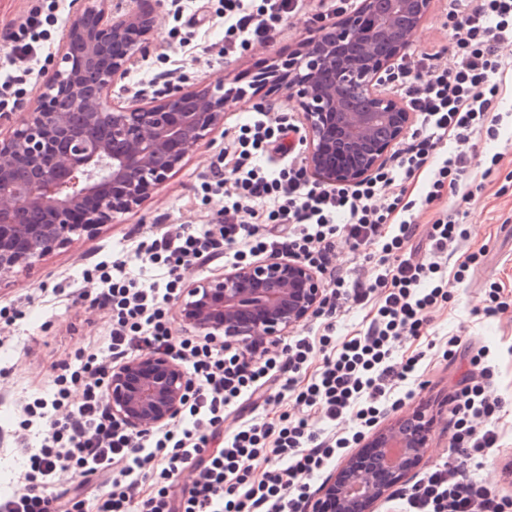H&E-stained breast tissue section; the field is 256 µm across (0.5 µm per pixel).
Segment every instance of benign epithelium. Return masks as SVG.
Returning a JSON list of instances; mask_svg holds the SVG:
<instances>
[{"label": "benign epithelium", "instance_id": "obj_1", "mask_svg": "<svg viewBox=\"0 0 512 512\" xmlns=\"http://www.w3.org/2000/svg\"><path fill=\"white\" fill-rule=\"evenodd\" d=\"M433 0H359L346 18L319 26L298 50L279 57L251 89L287 87L305 131V162L320 184L354 183L372 174L410 130L412 113L383 77L376 47L405 56ZM155 27L138 5L88 8L65 32L46 80L23 115L0 137V275L32 266L73 237L130 210L158 189L203 139L224 124V108L245 95L222 84H167L147 101L118 83L144 56ZM87 115L72 125L57 101ZM324 300L317 271L285 255H270L214 273L190 288L178 306L182 324L210 340L244 345L273 341L312 315ZM191 378L177 359L152 354L112 368L106 400L112 416L134 432L169 425L180 415ZM421 412L376 431L368 446L390 474L348 461L324 483L308 512H375L426 455L430 427Z\"/></svg>", "mask_w": 512, "mask_h": 512}]
</instances>
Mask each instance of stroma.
I'll use <instances>...</instances> for the list:
<instances>
[{
	"instance_id": "obj_1",
	"label": "stroma",
	"mask_w": 512,
	"mask_h": 512,
	"mask_svg": "<svg viewBox=\"0 0 512 512\" xmlns=\"http://www.w3.org/2000/svg\"><path fill=\"white\" fill-rule=\"evenodd\" d=\"M177 0H156V25L146 57L132 67L124 83L132 90L154 93L165 84L193 87L207 82H239L247 85L277 57L287 56L312 33L314 27L344 17L336 0H303L287 18L273 40L228 53L224 50V0H200L177 12ZM99 0H0V63L12 55L11 36L33 13L46 18L43 48L24 78L19 96L27 104L43 83L64 31L87 7ZM452 28L448 0H434L424 24L415 32L409 55L443 52ZM258 109L296 113L297 103L288 89L263 91L230 103L224 125L203 140L184 159L151 197L132 210L116 214L92 237H84L43 257L29 269L0 276V307H20L26 317L19 324L0 327V490L22 485L21 446L9 432L25 402L48 395L60 364L77 349L94 351L111 328L109 313L93 304L81 284L83 267L100 261H126L129 270L151 278L135 257L144 237L170 224L201 229L220 220L222 193L203 195L201 185L211 180L214 164L227 159L239 125ZM501 152L499 165L490 162ZM469 173L477 191L467 203L444 194L430 204L421 202V183H414L419 224L441 218L446 210L459 208L466 235L449 248L448 299L430 313L418 337L406 339L397 355L421 354L418 377L402 384L408 397L388 410L384 423L418 410L431 419L430 443L425 458L415 466L406 483L394 487L389 500L377 512H397L401 495L429 468L451 463L470 477L512 499V409L499 420L497 448L484 457L480 467L470 466L453 447L452 396L470 370V359L480 348H489L496 363L488 388L492 395L512 402V125L503 124L497 140L478 141L469 149ZM475 264H467L469 254ZM468 269L456 279L460 264ZM500 290L501 308L489 311L490 285ZM461 340L457 353H449L448 339Z\"/></svg>"
}]
</instances>
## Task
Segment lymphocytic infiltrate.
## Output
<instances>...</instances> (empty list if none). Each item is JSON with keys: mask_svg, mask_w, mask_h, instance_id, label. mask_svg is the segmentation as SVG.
Masks as SVG:
<instances>
[{"mask_svg": "<svg viewBox=\"0 0 512 512\" xmlns=\"http://www.w3.org/2000/svg\"><path fill=\"white\" fill-rule=\"evenodd\" d=\"M299 7L300 0H224L225 51L272 40ZM448 18L454 34L447 52L421 53L385 74L416 112L420 133L369 177L320 185L295 161L269 168L270 154L297 126L256 112L242 123L233 147L223 223L200 230L173 224L141 242L143 263L161 265V281L143 284L121 263L107 272L86 271L85 280L98 286V305L112 314L110 359L144 348L167 353L197 384L177 424L135 433L106 407L108 361L76 351L51 399L25 408L19 427L37 443L24 451L23 489L1 493L0 512H302L312 481L360 433L324 436L307 418L285 415L278 427L244 423L225 438L224 414L255 397H289L329 422L352 414L368 425L397 385L417 372L419 356L396 360V347L418 336L427 311L447 300L442 258L464 231L452 212L419 228L408 187L424 175L425 202L447 190L471 199L462 189L467 148L477 136L498 137L502 82L512 72V59L499 52L512 44V0H449ZM342 237L353 254L373 262L366 277L349 278L333 265ZM258 253H283L325 272L328 314L345 300L374 303L366 333L340 342L327 333L291 337L282 362L173 336L168 304L185 265ZM317 356L322 364L314 370ZM471 363L474 373L454 395V446L469 460L495 447L504 408L487 392L493 376L488 351L479 349ZM258 462L265 465L259 474ZM188 468L194 478L173 493L172 479ZM146 470L157 480L143 495L139 476ZM403 500L406 512H512V500L449 463L424 473Z\"/></svg>", "mask_w": 512, "mask_h": 512, "instance_id": "1", "label": "lymphocytic infiltrate"}]
</instances>
